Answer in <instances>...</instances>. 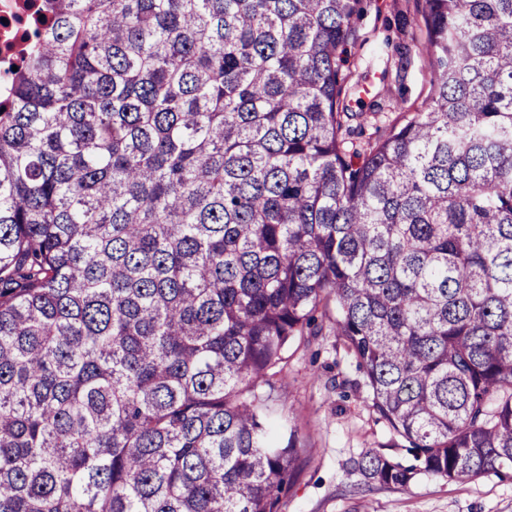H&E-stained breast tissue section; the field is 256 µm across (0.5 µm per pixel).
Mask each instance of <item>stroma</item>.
Wrapping results in <instances>:
<instances>
[{
    "label": "stroma",
    "instance_id": "1",
    "mask_svg": "<svg viewBox=\"0 0 512 512\" xmlns=\"http://www.w3.org/2000/svg\"><path fill=\"white\" fill-rule=\"evenodd\" d=\"M424 0H361L356 38L342 71L350 155L403 124L432 93ZM270 406L282 432H294L305 464L282 499V512H512V472L470 481L421 475L407 486L382 485L353 472L369 448L400 461L402 440L378 421L355 357L331 327L285 353Z\"/></svg>",
    "mask_w": 512,
    "mask_h": 512
}]
</instances>
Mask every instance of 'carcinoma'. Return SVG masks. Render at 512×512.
<instances>
[{"label": "carcinoma", "instance_id": "carcinoma-1", "mask_svg": "<svg viewBox=\"0 0 512 512\" xmlns=\"http://www.w3.org/2000/svg\"><path fill=\"white\" fill-rule=\"evenodd\" d=\"M359 9L45 0L0 97V512H281L258 388L317 313L413 459L356 469H512V0H425L431 97L354 166Z\"/></svg>", "mask_w": 512, "mask_h": 512}]
</instances>
